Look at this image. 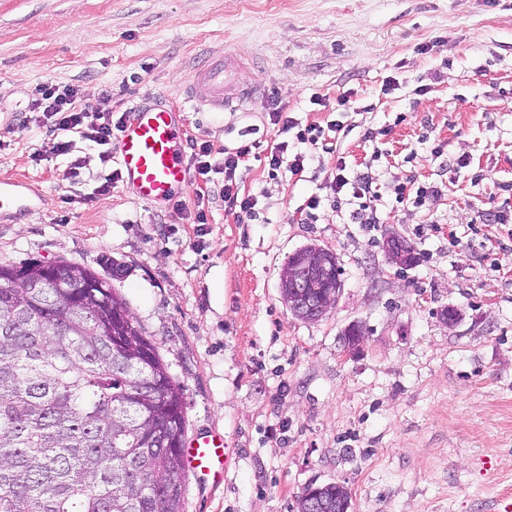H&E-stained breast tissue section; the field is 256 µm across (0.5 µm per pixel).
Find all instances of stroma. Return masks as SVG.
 <instances>
[{"mask_svg":"<svg viewBox=\"0 0 512 512\" xmlns=\"http://www.w3.org/2000/svg\"><path fill=\"white\" fill-rule=\"evenodd\" d=\"M227 53L254 98L199 110L187 80ZM46 82L101 112L169 105L185 140L216 152L285 143L271 96L301 124L344 130L287 143L307 156L296 175L249 159L240 186L258 218L241 224L208 197L216 173L160 206L120 186L95 194L113 169L105 148L79 139L57 155L27 122ZM345 92L338 115L310 102ZM340 159L372 176L376 223L328 207L307 220ZM3 176L42 196L0 216V264L121 263L114 286L183 388L186 439L229 448L221 484L189 479L184 512H297L306 487L329 483L349 489V512H499L512 497V0H0ZM408 182L440 193L396 203ZM391 233L412 266H390ZM311 243L342 272L316 322L292 316L279 288L288 255ZM353 325L364 336L348 355Z\"/></svg>","mask_w":512,"mask_h":512,"instance_id":"1","label":"stroma"}]
</instances>
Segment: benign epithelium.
I'll return each mask as SVG.
<instances>
[{"mask_svg":"<svg viewBox=\"0 0 512 512\" xmlns=\"http://www.w3.org/2000/svg\"><path fill=\"white\" fill-rule=\"evenodd\" d=\"M383 248L389 263L395 266L411 262L396 235H387ZM335 263V253L317 244L288 255L280 270L279 288L283 303L293 316L303 321H317L332 311L340 294L341 280H336L323 292L321 272Z\"/></svg>","mask_w":512,"mask_h":512,"instance_id":"benign-epithelium-1","label":"benign epithelium"}]
</instances>
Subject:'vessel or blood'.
Segmentation results:
<instances>
[{
  "label": "vessel or blood",
  "mask_w": 512,
  "mask_h": 512,
  "mask_svg": "<svg viewBox=\"0 0 512 512\" xmlns=\"http://www.w3.org/2000/svg\"><path fill=\"white\" fill-rule=\"evenodd\" d=\"M240 70V63L228 54L206 59L187 87L189 98L199 108L217 112L244 103L248 90ZM118 161L127 193L150 205L170 201L190 180L178 112L161 104L137 107L120 131ZM36 192L27 181L1 179L0 213L22 211L23 201ZM186 452L194 472L222 480L227 453L223 437L193 439Z\"/></svg>",
  "instance_id": "1"
}]
</instances>
